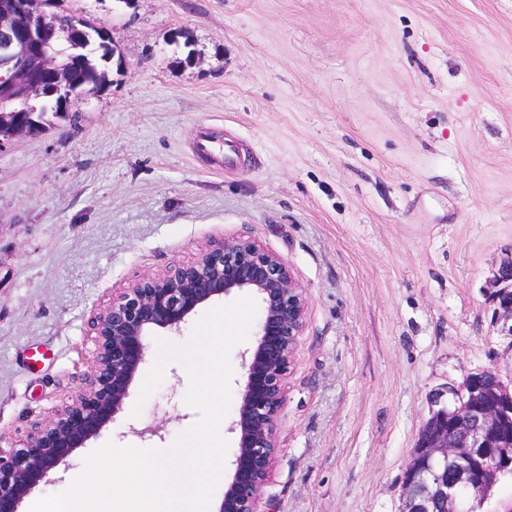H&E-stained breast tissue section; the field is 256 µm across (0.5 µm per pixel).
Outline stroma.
Returning <instances> with one entry per match:
<instances>
[{"mask_svg":"<svg viewBox=\"0 0 512 512\" xmlns=\"http://www.w3.org/2000/svg\"><path fill=\"white\" fill-rule=\"evenodd\" d=\"M63 7L123 66L0 146V445L83 386L113 293L245 236L308 298L262 512H399L434 392L512 379L493 302L512 255V0ZM202 133L232 141L235 165L194 155ZM188 385L168 363L140 415L50 471L24 512L106 444L170 447L201 420Z\"/></svg>","mask_w":512,"mask_h":512,"instance_id":"1","label":"stroma"}]
</instances>
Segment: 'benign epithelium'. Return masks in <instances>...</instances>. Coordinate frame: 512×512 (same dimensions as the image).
<instances>
[{
    "label": "benign epithelium",
    "instance_id": "obj_1",
    "mask_svg": "<svg viewBox=\"0 0 512 512\" xmlns=\"http://www.w3.org/2000/svg\"><path fill=\"white\" fill-rule=\"evenodd\" d=\"M44 5L0 3V145L34 133L32 101L94 95L72 83L70 48L56 38L57 31L91 20L64 12L50 19ZM497 282V321L512 336V255L501 262ZM242 291L257 298L256 331L241 352L243 384L228 425L236 438L233 471L215 512H260L307 297L283 258L243 237L211 245L190 265L135 281L95 315L93 368L82 389L22 443L0 448V512H20L52 469L117 420L146 361L147 336L179 334L200 310ZM487 376L472 372L435 394L405 471L400 512H476L501 479L512 477V383L498 373Z\"/></svg>",
    "mask_w": 512,
    "mask_h": 512
}]
</instances>
